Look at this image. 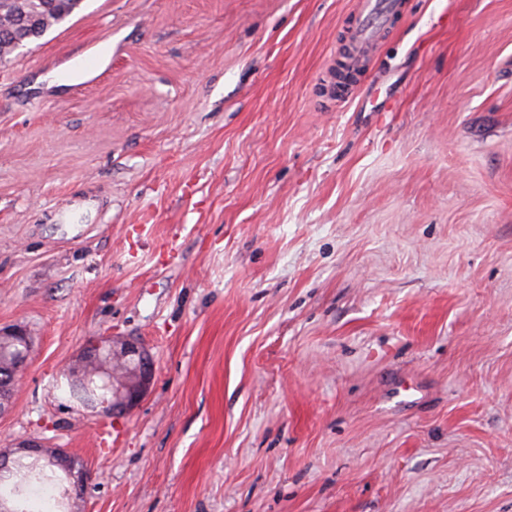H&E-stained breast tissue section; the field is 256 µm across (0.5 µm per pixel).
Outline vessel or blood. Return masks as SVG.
Segmentation results:
<instances>
[{"label": "vessel or blood", "mask_w": 512, "mask_h": 512, "mask_svg": "<svg viewBox=\"0 0 512 512\" xmlns=\"http://www.w3.org/2000/svg\"><path fill=\"white\" fill-rule=\"evenodd\" d=\"M400 0H360L352 28V47L343 66L344 76L336 82L337 94L346 91L349 75L356 73L374 46L391 28L400 11Z\"/></svg>", "instance_id": "vessel-or-blood-1"}]
</instances>
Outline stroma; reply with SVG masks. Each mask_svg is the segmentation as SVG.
Returning a JSON list of instances; mask_svg holds the SVG:
<instances>
[{
    "label": "stroma",
    "instance_id": "stroma-1",
    "mask_svg": "<svg viewBox=\"0 0 512 512\" xmlns=\"http://www.w3.org/2000/svg\"><path fill=\"white\" fill-rule=\"evenodd\" d=\"M357 10L82 0L0 58V454L76 512H512V0H404L340 102ZM93 336L155 361L116 422L56 387ZM0 337H10L0 339V384L1 379L7 375V372L13 362L25 352L26 343L30 351L31 343L29 336L21 329H3L0 331ZM16 338V339H11ZM19 339V340H17ZM22 342H21V341ZM46 447L47 446L43 444H33L30 441L22 440L17 443L13 454L23 453L20 456L33 458L34 462L36 463H40L42 460H46L47 465L59 467L66 475L72 488L78 492V495H74L73 493L68 492V499H76L79 494L82 496L81 488L87 484V481L84 477V472L80 475L76 474L70 466L69 458L62 452H58L56 457L47 455Z\"/></svg>",
    "mask_w": 512,
    "mask_h": 512
}]
</instances>
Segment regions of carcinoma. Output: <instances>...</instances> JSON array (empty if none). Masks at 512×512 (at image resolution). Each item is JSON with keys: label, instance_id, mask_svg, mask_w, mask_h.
Segmentation results:
<instances>
[{"label": "carcinoma", "instance_id": "carcinoma-1", "mask_svg": "<svg viewBox=\"0 0 512 512\" xmlns=\"http://www.w3.org/2000/svg\"><path fill=\"white\" fill-rule=\"evenodd\" d=\"M80 0H44L36 7H21L15 0H0V57L10 55L28 43L44 36L51 28L63 23L77 8ZM21 341L0 339V379L7 376L13 362L25 352ZM71 398L89 404L96 399L97 388L90 383H68ZM52 483L62 486L53 468L34 466L24 458L11 462L10 467L0 470V490L7 488L16 496H23L34 485Z\"/></svg>", "mask_w": 512, "mask_h": 512}]
</instances>
